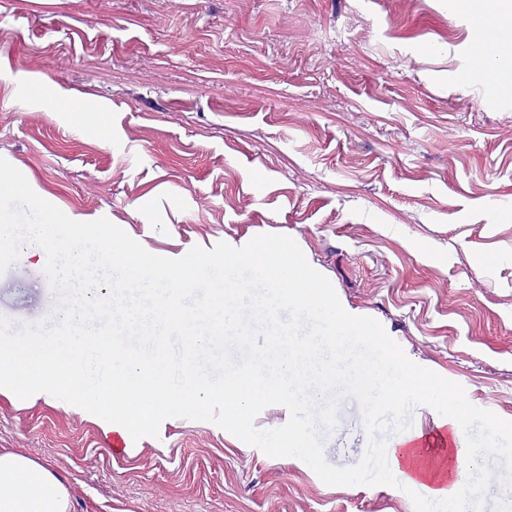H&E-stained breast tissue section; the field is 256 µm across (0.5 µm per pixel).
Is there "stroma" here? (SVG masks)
<instances>
[{
	"label": "stroma",
	"instance_id": "1",
	"mask_svg": "<svg viewBox=\"0 0 512 512\" xmlns=\"http://www.w3.org/2000/svg\"><path fill=\"white\" fill-rule=\"evenodd\" d=\"M476 29L445 0H0V157L159 256L292 237L346 312L512 421V87L472 75ZM45 263L0 274V317L51 314ZM337 418L324 454L351 466L357 400ZM110 428L0 388V448L64 478L72 512H414L210 422L167 419L121 460Z\"/></svg>",
	"mask_w": 512,
	"mask_h": 512
}]
</instances>
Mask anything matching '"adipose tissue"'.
Wrapping results in <instances>:
<instances>
[{
  "mask_svg": "<svg viewBox=\"0 0 512 512\" xmlns=\"http://www.w3.org/2000/svg\"><path fill=\"white\" fill-rule=\"evenodd\" d=\"M478 18L471 68L491 93L512 79V0H470ZM0 512H71L68 485L26 455L0 449Z\"/></svg>",
  "mask_w": 512,
  "mask_h": 512,
  "instance_id": "1",
  "label": "adipose tissue"
}]
</instances>
